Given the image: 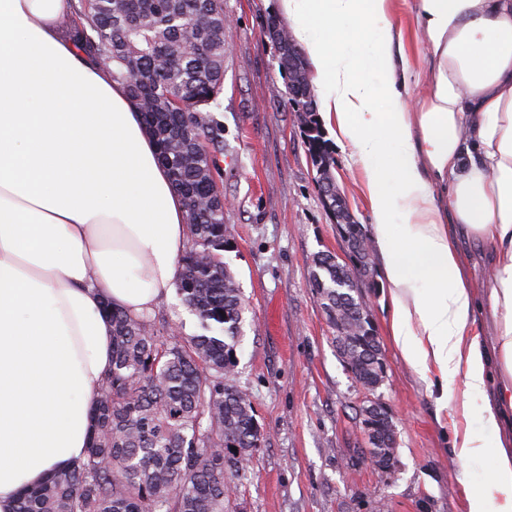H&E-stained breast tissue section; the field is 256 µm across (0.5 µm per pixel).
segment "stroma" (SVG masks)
Here are the masks:
<instances>
[{
    "instance_id": "1",
    "label": "stroma",
    "mask_w": 512,
    "mask_h": 512,
    "mask_svg": "<svg viewBox=\"0 0 512 512\" xmlns=\"http://www.w3.org/2000/svg\"><path fill=\"white\" fill-rule=\"evenodd\" d=\"M278 0H224L223 260L247 305L236 383L249 395L263 440L234 483L235 512H470L491 455L462 462L452 448L455 412L438 413L429 383L402 360L390 333L379 256L356 277L387 365L373 394L355 384L312 286L324 252L354 259L325 208L317 171L290 104L278 51L267 33ZM331 174L350 213L371 231L365 175L332 151ZM478 308L475 329L492 341L486 245L464 241ZM387 408L396 428L391 471L366 453L359 409L366 397Z\"/></svg>"
}]
</instances>
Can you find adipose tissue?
Returning <instances> with one entry per match:
<instances>
[{"mask_svg":"<svg viewBox=\"0 0 512 512\" xmlns=\"http://www.w3.org/2000/svg\"><path fill=\"white\" fill-rule=\"evenodd\" d=\"M76 0H0V512L83 456L112 366L105 304L168 298L183 198L123 82L59 39ZM395 0H280L327 130L368 180L392 339L493 456L472 512H512V0H417L427 93L407 104ZM491 248L493 343L461 236ZM462 388H450L456 376Z\"/></svg>","mask_w":512,"mask_h":512,"instance_id":"1","label":"adipose tissue"}]
</instances>
